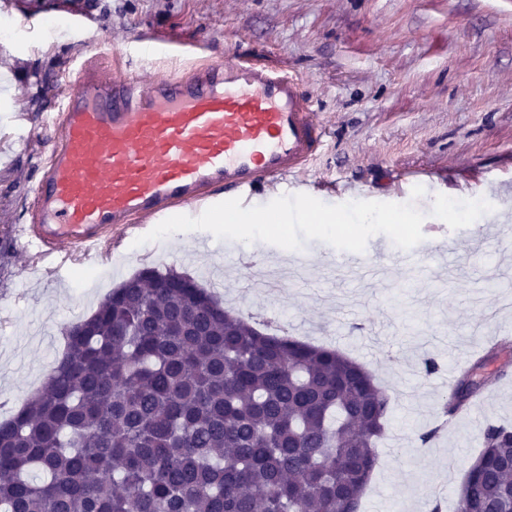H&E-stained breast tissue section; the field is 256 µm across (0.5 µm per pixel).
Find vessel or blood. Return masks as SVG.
<instances>
[{
    "label": "vessel or blood",
    "instance_id": "1",
    "mask_svg": "<svg viewBox=\"0 0 512 512\" xmlns=\"http://www.w3.org/2000/svg\"><path fill=\"white\" fill-rule=\"evenodd\" d=\"M54 142L12 238L39 264L102 254L143 224L241 201L298 175L327 136L298 78L237 56L161 78L104 71L67 81Z\"/></svg>",
    "mask_w": 512,
    "mask_h": 512
}]
</instances>
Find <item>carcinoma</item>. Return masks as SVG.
<instances>
[{"instance_id": "obj_1", "label": "carcinoma", "mask_w": 512, "mask_h": 512, "mask_svg": "<svg viewBox=\"0 0 512 512\" xmlns=\"http://www.w3.org/2000/svg\"><path fill=\"white\" fill-rule=\"evenodd\" d=\"M485 361L439 420L481 389ZM389 407L339 351L142 269L66 327L42 388L0 422V512H360ZM456 512H512V426L483 429Z\"/></svg>"}]
</instances>
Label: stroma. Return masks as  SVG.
I'll return each mask as SVG.
<instances>
[{
	"instance_id": "1",
	"label": "stroma",
	"mask_w": 512,
	"mask_h": 512,
	"mask_svg": "<svg viewBox=\"0 0 512 512\" xmlns=\"http://www.w3.org/2000/svg\"><path fill=\"white\" fill-rule=\"evenodd\" d=\"M125 52L148 77L241 54L298 76L327 129L306 194L330 205L414 202L426 239L456 253L451 268L420 276L376 234L364 254L383 273L356 280L338 272L340 250L309 240L297 252L308 270L276 296L231 276L220 290L243 316H277L290 336L356 359L388 395L362 512H388L394 500L403 512H454L484 426L512 424L511 350L487 361L482 394L449 429L419 439L437 424L443 374L512 337V211L502 206L512 199V0H0V420L42 386L66 326L142 268L201 281L254 252L270 265L286 259L266 242L198 230L119 241L110 264L71 268L58 284L15 250L11 228L29 220L50 145L46 113L82 65L109 69ZM416 172L418 199L405 181ZM442 201L479 207L452 223ZM427 358L439 366L428 377Z\"/></svg>"
}]
</instances>
